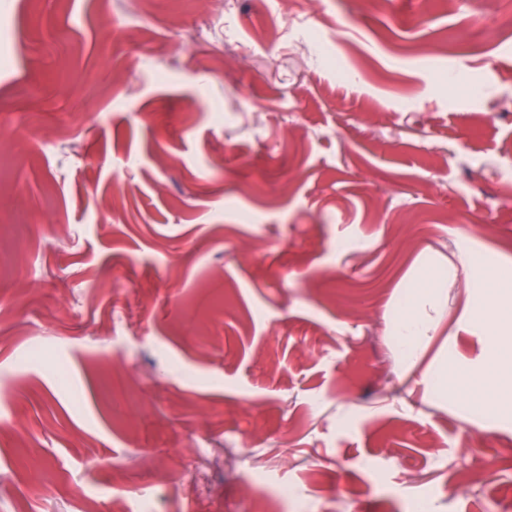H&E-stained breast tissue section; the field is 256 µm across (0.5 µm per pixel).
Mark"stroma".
<instances>
[{"mask_svg": "<svg viewBox=\"0 0 512 512\" xmlns=\"http://www.w3.org/2000/svg\"><path fill=\"white\" fill-rule=\"evenodd\" d=\"M197 2L0 0V512H512V419L419 383L480 359L466 282L512 273V34L438 54L477 0ZM427 258L458 278L407 365ZM455 270L433 267L424 271L397 301L388 321V332L400 357L411 362L435 335L445 288L454 284Z\"/></svg>", "mask_w": 512, "mask_h": 512, "instance_id": "obj_1", "label": "stroma"}]
</instances>
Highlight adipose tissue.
Wrapping results in <instances>:
<instances>
[{"label":"adipose tissue","instance_id":"ef3b65f1","mask_svg":"<svg viewBox=\"0 0 512 512\" xmlns=\"http://www.w3.org/2000/svg\"><path fill=\"white\" fill-rule=\"evenodd\" d=\"M454 283L448 268L424 271L397 301L388 332L400 357L413 361L435 335L445 290ZM469 317L485 327V349L473 364L440 355L425 376L432 395L464 398L477 413L512 409V280L498 272L471 282Z\"/></svg>","mask_w":512,"mask_h":512}]
</instances>
